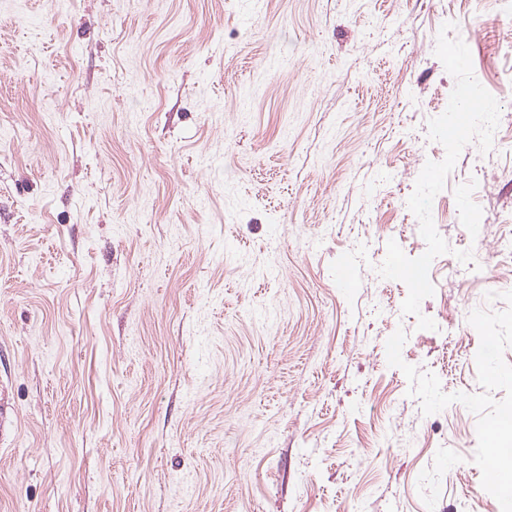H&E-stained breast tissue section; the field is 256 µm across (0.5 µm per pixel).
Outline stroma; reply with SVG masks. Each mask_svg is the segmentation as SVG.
Masks as SVG:
<instances>
[{
    "mask_svg": "<svg viewBox=\"0 0 512 512\" xmlns=\"http://www.w3.org/2000/svg\"><path fill=\"white\" fill-rule=\"evenodd\" d=\"M447 22L501 114L433 200L422 330L378 268L427 248ZM503 373L512 14L0 0V512H491ZM16 415L12 406L5 396L4 390L0 389V443L9 438L17 427Z\"/></svg>",
    "mask_w": 512,
    "mask_h": 512,
    "instance_id": "1",
    "label": "stroma"
}]
</instances>
